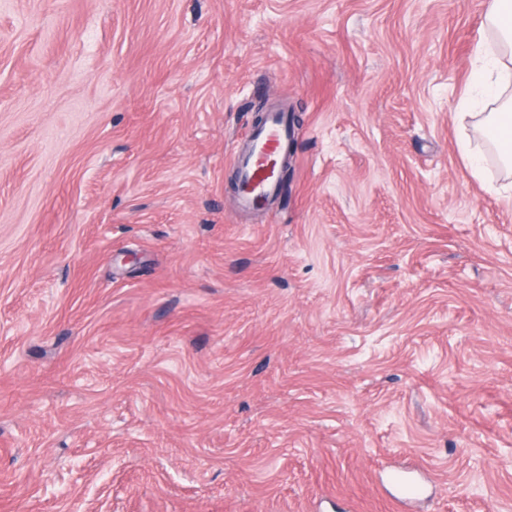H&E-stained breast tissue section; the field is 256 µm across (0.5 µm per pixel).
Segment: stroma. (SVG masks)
I'll use <instances>...</instances> for the list:
<instances>
[{"label": "stroma", "instance_id": "35a3bbf8", "mask_svg": "<svg viewBox=\"0 0 512 512\" xmlns=\"http://www.w3.org/2000/svg\"><path fill=\"white\" fill-rule=\"evenodd\" d=\"M484 2L0 0V512H395L408 461L424 512H512ZM292 136L293 128L287 112H273L260 128L252 131L248 146L234 159L242 207L257 206L276 193V158Z\"/></svg>", "mask_w": 512, "mask_h": 512}]
</instances>
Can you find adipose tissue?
Instances as JSON below:
<instances>
[{"label": "adipose tissue", "instance_id": "1", "mask_svg": "<svg viewBox=\"0 0 512 512\" xmlns=\"http://www.w3.org/2000/svg\"><path fill=\"white\" fill-rule=\"evenodd\" d=\"M486 5L475 46L476 82L497 109L483 113L478 125L504 165L512 167V0H487Z\"/></svg>", "mask_w": 512, "mask_h": 512}]
</instances>
